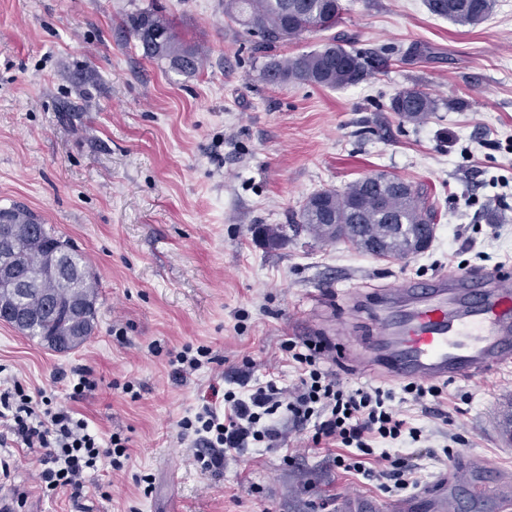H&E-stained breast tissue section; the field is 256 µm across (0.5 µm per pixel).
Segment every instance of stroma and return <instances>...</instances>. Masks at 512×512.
Wrapping results in <instances>:
<instances>
[{
    "instance_id": "stroma-1",
    "label": "stroma",
    "mask_w": 512,
    "mask_h": 512,
    "mask_svg": "<svg viewBox=\"0 0 512 512\" xmlns=\"http://www.w3.org/2000/svg\"><path fill=\"white\" fill-rule=\"evenodd\" d=\"M342 4L334 32L281 49L292 57L330 34L348 38L375 75L330 90L266 85L224 0H0V209L30 208L100 282L85 344L56 353L0 323V370L62 397L73 369L90 368L99 385L74 408L102 436L127 438L130 453L111 500L75 506L44 494L37 454L15 449L18 512H334L344 496L402 499L337 469L311 430L283 416L280 447L249 443L220 473L200 471L179 426L212 389L244 398L271 375L296 383L286 340L320 336L338 351L372 335L373 290L462 264L512 265V0H496L474 27L431 14L425 0ZM151 8L198 50V73L143 57L123 21ZM413 85L468 106L401 122L387 105ZM380 172L434 202L424 252L378 258L305 235L274 249L255 231L288 223L315 192ZM187 343L215 361L181 382L169 353ZM511 407L512 366L449 384L439 413L408 407L430 446L448 451L444 463L420 459L418 491L450 463L512 474Z\"/></svg>"
}]
</instances>
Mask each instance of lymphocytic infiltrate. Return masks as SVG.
<instances>
[{
  "label": "lymphocytic infiltrate",
  "mask_w": 512,
  "mask_h": 512,
  "mask_svg": "<svg viewBox=\"0 0 512 512\" xmlns=\"http://www.w3.org/2000/svg\"><path fill=\"white\" fill-rule=\"evenodd\" d=\"M283 350L299 371L292 388L270 379L254 386L245 400L230 390L224 394V410L205 405L181 420V428L194 437L201 471L223 470L226 460L248 440L276 447L281 435L272 420L284 413L295 425L312 427L313 445L341 447V454L333 458L337 468L356 472L385 492L416 486L417 467L410 453L379 448L380 443L405 436L415 443L422 437L421 430L404 418L394 393L344 385L326 368L321 344L291 340ZM11 437L37 452L40 488L66 493L74 502L85 497L87 475L97 470L99 461L119 472L128 456L125 438L110 435L108 447H101L84 418L46 391L29 394L18 381L0 390V446Z\"/></svg>",
  "instance_id": "1"
}]
</instances>
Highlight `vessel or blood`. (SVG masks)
<instances>
[{
	"label": "vessel or blood",
	"mask_w": 512,
	"mask_h": 512,
	"mask_svg": "<svg viewBox=\"0 0 512 512\" xmlns=\"http://www.w3.org/2000/svg\"><path fill=\"white\" fill-rule=\"evenodd\" d=\"M376 332L355 363L393 381H472L512 365V269L455 271L376 297ZM512 512V483L488 468L449 469L422 499L385 505L350 496L340 512Z\"/></svg>",
	"instance_id": "obj_1"
}]
</instances>
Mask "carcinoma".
Wrapping results in <instances>:
<instances>
[{
    "label": "carcinoma",
    "mask_w": 512,
    "mask_h": 512,
    "mask_svg": "<svg viewBox=\"0 0 512 512\" xmlns=\"http://www.w3.org/2000/svg\"><path fill=\"white\" fill-rule=\"evenodd\" d=\"M432 14L460 26H475L493 11L494 0H426ZM341 0H225L224 14L244 30L255 53L267 54L313 30L329 31L341 22ZM125 25L149 60H166L171 69L194 74L202 66L197 50L184 42L174 27L153 10L130 14ZM367 56L349 47L348 40L332 37L322 48L293 57L275 55L266 63L262 79L269 86L312 84L329 89L354 86L370 75ZM439 109V99L419 86L406 87L390 99L388 111L406 123H421ZM15 224H33L38 235L23 237L13 247L0 237V251L16 250L17 270L35 286L22 304L35 322L25 335L45 336L94 333L95 321L82 323L71 316L72 308L87 297L98 298L99 281L62 282L47 277L42 256L56 240L54 231L40 223L30 210L9 207ZM435 221V210L419 189L387 173L376 180L366 176L344 190H322L309 196L288 227L263 226L261 235L271 247L305 234L316 241H346L360 251L380 238L381 256L404 258L411 240L422 236L423 225Z\"/></svg>",
    "instance_id": "obj_1"
}]
</instances>
